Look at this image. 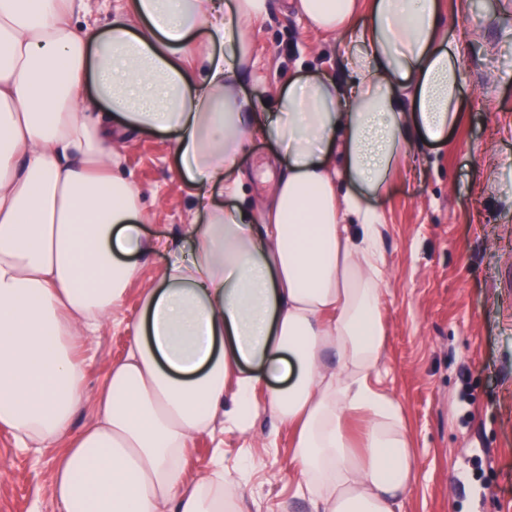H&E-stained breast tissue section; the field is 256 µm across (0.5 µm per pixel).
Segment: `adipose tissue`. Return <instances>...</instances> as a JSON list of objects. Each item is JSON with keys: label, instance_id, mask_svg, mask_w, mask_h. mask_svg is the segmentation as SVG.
Returning a JSON list of instances; mask_svg holds the SVG:
<instances>
[{"label": "adipose tissue", "instance_id": "ef3b65f1", "mask_svg": "<svg viewBox=\"0 0 512 512\" xmlns=\"http://www.w3.org/2000/svg\"><path fill=\"white\" fill-rule=\"evenodd\" d=\"M336 34L346 84L313 72L260 112L239 91L247 23L272 0H124L104 30L79 0H0V428L54 446L84 400L82 336L140 284L127 356L56 458L60 512H238V472L187 481L195 436L290 428L309 512H395L413 476L401 405L379 386L387 340L380 213L371 198L463 120L441 0H290ZM223 49L209 51L211 43ZM199 66H192L191 56ZM175 132L196 210L190 260L142 283V190L130 133ZM282 152L263 206L234 171L254 139ZM369 419L362 451L345 427Z\"/></svg>", "mask_w": 512, "mask_h": 512}]
</instances>
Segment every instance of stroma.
<instances>
[{
	"label": "stroma",
	"instance_id": "obj_1",
	"mask_svg": "<svg viewBox=\"0 0 512 512\" xmlns=\"http://www.w3.org/2000/svg\"><path fill=\"white\" fill-rule=\"evenodd\" d=\"M448 37L461 48L463 123L446 142L419 144L407 170L373 205L383 215L388 327L381 386L401 404L416 478L403 512H512V0H442ZM251 65L241 90L267 111L274 90L296 76L338 73L335 36L310 30L275 7L251 24ZM175 136L144 131L123 151L143 192L149 238H178L193 214L176 170ZM240 166L243 190L259 202L280 167L274 148L253 140ZM140 310L131 287L117 319L83 339L86 392L107 383L126 355L127 323ZM287 428L259 414L251 434L228 426L196 438L187 480L215 457L243 468L245 512H307L296 498ZM52 454L17 447L0 431V512H59L51 493Z\"/></svg>",
	"mask_w": 512,
	"mask_h": 512
}]
</instances>
